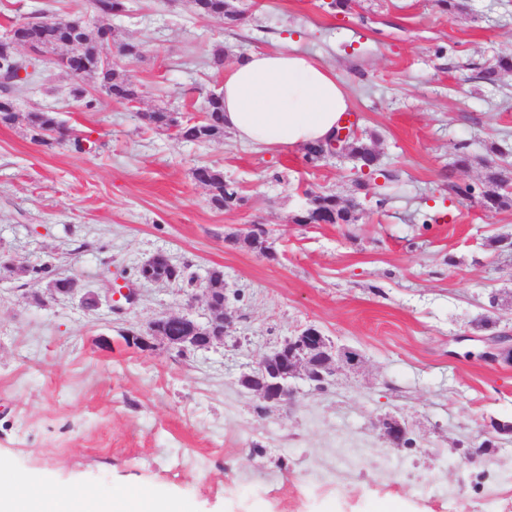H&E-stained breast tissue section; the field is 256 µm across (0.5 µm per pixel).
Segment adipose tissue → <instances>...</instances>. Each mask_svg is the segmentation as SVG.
Listing matches in <instances>:
<instances>
[{"label":"adipose tissue","instance_id":"adipose-tissue-1","mask_svg":"<svg viewBox=\"0 0 512 512\" xmlns=\"http://www.w3.org/2000/svg\"><path fill=\"white\" fill-rule=\"evenodd\" d=\"M224 128L256 149L326 141L349 107L344 84L313 56L289 47L241 54L224 71ZM26 475L0 492V512H140L136 494L106 504L85 497L73 508L68 491L38 496Z\"/></svg>","mask_w":512,"mask_h":512}]
</instances>
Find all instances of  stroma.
I'll return each instance as SVG.
<instances>
[{
	"mask_svg": "<svg viewBox=\"0 0 512 512\" xmlns=\"http://www.w3.org/2000/svg\"><path fill=\"white\" fill-rule=\"evenodd\" d=\"M234 0L237 25L195 14L191 0H129L99 16L92 0H0V37L45 13L111 28L137 42L113 55L135 104L74 78L44 54L15 95L20 112H56L76 140L34 143L25 121L0 124V489L109 501L135 489L181 512H512V360L484 340L512 335V207L479 192L512 163V72L481 70L512 54V0ZM290 44L345 85L375 172L300 146L257 151L223 135L202 144L144 125L168 108L201 118L223 72L211 64ZM94 99H75V85ZM468 166L456 164L459 152ZM237 182L244 202L219 210L194 168ZM356 199L352 224H299L314 194ZM272 230L275 258L229 234ZM173 283L137 270L156 252ZM224 272L232 313L224 342L180 356L128 346L161 315L210 316L200 289ZM80 295L55 296L57 278ZM136 292L116 299L118 286ZM356 349L361 365L325 390L296 381L288 406L263 408L238 379L306 326ZM394 415L411 446L379 429ZM483 447L469 459L468 452Z\"/></svg>",
	"mask_w": 512,
	"mask_h": 512,
	"instance_id": "35a3bbf8",
	"label": "stroma"
}]
</instances>
